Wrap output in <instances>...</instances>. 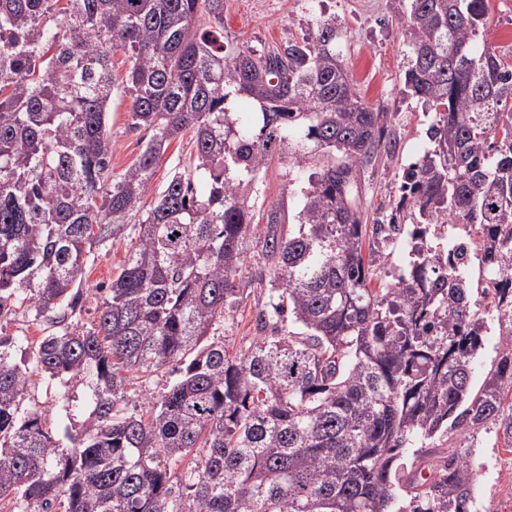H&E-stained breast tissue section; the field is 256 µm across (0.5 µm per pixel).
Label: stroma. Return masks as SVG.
<instances>
[{"label": "stroma", "instance_id": "stroma-1", "mask_svg": "<svg viewBox=\"0 0 512 512\" xmlns=\"http://www.w3.org/2000/svg\"><path fill=\"white\" fill-rule=\"evenodd\" d=\"M408 8V0H224V45L229 49L248 46L262 51L291 40L299 41L312 35L316 16L335 17L337 51L365 103L385 115L384 142L358 173L363 221L367 224L389 215L395 208L400 211L401 223H416L417 211L398 204V186L404 167L434 148L426 135L434 113L403 86L410 61L404 29ZM130 107V96L121 93L113 97L109 107L110 165L116 175L136 163L147 138L145 131L130 130ZM196 164L193 133L188 130L171 142L162 156L154 188H162L173 171H189ZM288 171L287 160L272 159L251 199L256 213H263L282 200L287 201L289 212H296L298 199L288 191ZM136 240V231L130 230L106 248H94L82 274V287L108 285ZM241 276L252 281L254 290L240 302L234 319L216 331L217 336L227 337L233 346L253 335L251 314L255 304L262 301L270 278L268 270L255 257L248 259ZM52 330L50 321L35 318L23 306L0 318V338H12L22 347ZM85 392V385L77 379L49 380L36 376L24 404L39 410L46 429L55 435L75 436L86 414ZM474 461V496L482 512H512V490L507 487L512 481V453L502 441L483 433L478 437Z\"/></svg>", "mask_w": 512, "mask_h": 512}]
</instances>
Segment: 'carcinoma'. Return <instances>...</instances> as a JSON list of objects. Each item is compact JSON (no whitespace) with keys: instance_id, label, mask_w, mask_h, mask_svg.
I'll return each mask as SVG.
<instances>
[{"instance_id":"1","label":"carcinoma","mask_w":512,"mask_h":512,"mask_svg":"<svg viewBox=\"0 0 512 512\" xmlns=\"http://www.w3.org/2000/svg\"><path fill=\"white\" fill-rule=\"evenodd\" d=\"M404 86L435 111L432 152L401 175L398 206L364 224L358 172L385 133L336 51V18L272 50H224V0H0V316L20 302L60 330L34 363L0 350V512H476L474 448L512 447V63L487 42L489 0H409ZM130 66L112 74V56ZM130 95L137 162L112 175L107 123ZM246 100L242 117L235 102ZM190 129L198 164L156 166ZM325 158L309 169L315 156ZM299 210L255 222L273 157ZM138 240L106 288L76 287L87 256ZM450 224L467 236L434 229ZM409 261L372 287L380 244ZM259 250L271 275L256 335L210 340L234 318ZM485 266L472 301L463 263ZM96 300L88 327L66 323ZM295 326L279 335L270 318ZM506 321L484 384L472 363ZM176 375L148 409L141 384ZM34 375L81 378L88 414L72 447L22 407ZM447 438L432 474L403 451Z\"/></svg>"}]
</instances>
